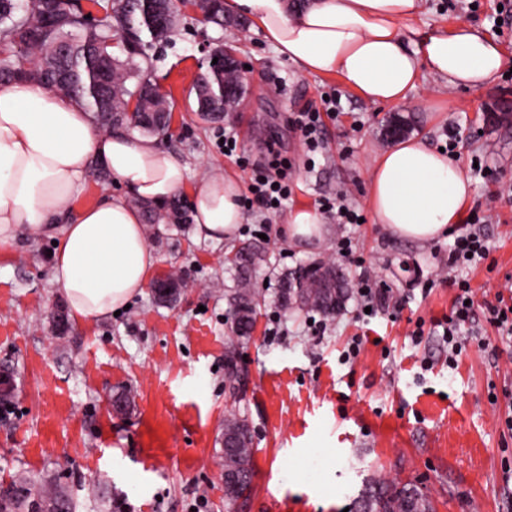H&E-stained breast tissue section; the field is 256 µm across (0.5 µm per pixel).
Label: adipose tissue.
Listing matches in <instances>:
<instances>
[{"mask_svg": "<svg viewBox=\"0 0 512 512\" xmlns=\"http://www.w3.org/2000/svg\"><path fill=\"white\" fill-rule=\"evenodd\" d=\"M422 0H224L227 13L249 17L282 56L307 74H337L364 100H405L423 75L479 88L512 68L493 38L466 22L407 41L403 26ZM121 186V197L73 208L95 165ZM186 185L185 167L149 138L106 134L72 98L25 80L0 82V247L24 234L61 226L51 270L72 317L97 319L148 286L157 256L141 211ZM470 181L458 159L419 137L399 141L371 168L369 204L377 223L399 238L429 242L458 224ZM241 186L218 175L193 191L197 237L233 241L244 215ZM327 226L311 207L288 218V239L310 248Z\"/></svg>", "mask_w": 512, "mask_h": 512, "instance_id": "1", "label": "adipose tissue"}]
</instances>
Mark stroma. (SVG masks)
<instances>
[{
    "mask_svg": "<svg viewBox=\"0 0 512 512\" xmlns=\"http://www.w3.org/2000/svg\"><path fill=\"white\" fill-rule=\"evenodd\" d=\"M502 5L512 0H424L410 27L420 33L466 21L512 55V24H495ZM228 42L251 67L247 96L222 122L205 123L194 112L195 80L208 44ZM151 56L174 117L170 134L156 142L185 164L189 191L224 174L248 186L239 156L261 157L273 140L295 162L293 194L262 226L267 255L255 280L265 301L251 339L238 347L246 394L235 400L222 370L231 334L224 292L235 286L225 257L251 233L213 242L189 227L160 225L149 237L157 274L173 271L189 282L177 303L156 304L147 290L120 315L72 320L63 332L51 322L65 303L50 275L60 234L24 236L0 252V378L9 380L13 400L0 417V488L37 476L65 490L76 512H224L220 438L224 415L236 406L251 427L254 463L238 512H344L373 479L415 484L435 512H512L505 474L512 431L504 425L512 417V343L482 314L512 277V194L502 191L512 187V118L495 126L481 120L512 105V73L480 89H450L426 76L404 101L374 105L339 75L302 73L256 26L204 28L191 12ZM329 93L342 109L326 120L324 148L310 169L291 117ZM396 112L413 116L414 134L435 147L449 128L458 130L454 154L472 189L463 215L486 218L490 254L459 275L475 291V326L487 348L469 346L453 365L441 337L411 334L413 320L429 324L448 313L454 291L447 284L423 299L411 294L415 280L446 257L448 239L397 238L376 223L368 202L372 163L391 146L382 127ZM227 126L238 139L232 156L217 142ZM476 159L482 170H474ZM336 191L363 223L342 229L329 216L323 242L309 249L289 243V214ZM344 233L406 305L397 320L379 316L366 325L347 303L331 331L314 338L306 313L280 307L278 277L310 259H337ZM357 338L358 355L344 360ZM124 389L133 394L131 409L112 416L105 396Z\"/></svg>",
    "mask_w": 512,
    "mask_h": 512,
    "instance_id": "obj_1",
    "label": "stroma"
}]
</instances>
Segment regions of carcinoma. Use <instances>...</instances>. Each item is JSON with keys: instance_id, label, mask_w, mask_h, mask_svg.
I'll use <instances>...</instances> for the list:
<instances>
[{"instance_id": "cac0c4a2", "label": "carcinoma", "mask_w": 512, "mask_h": 512, "mask_svg": "<svg viewBox=\"0 0 512 512\" xmlns=\"http://www.w3.org/2000/svg\"><path fill=\"white\" fill-rule=\"evenodd\" d=\"M99 7L91 25L81 0H0V82L26 79L39 82L76 99L106 131L159 134L169 130L171 109L157 85L145 83L149 51L167 43L178 27V9L166 5L154 13L161 0H92ZM184 6L200 9L203 21L220 28L239 26L224 15L223 0H186ZM231 45H216L206 68L195 82L196 113L203 122L223 117L239 102L244 90L225 93L234 84L233 70L225 67L224 52ZM144 223H188L183 202L176 197L162 207L143 206ZM261 242H246L238 250L234 267L237 288L228 297L233 312L228 361L234 362L239 344L249 340L257 314L258 291L253 270L264 260ZM333 262H319L284 272L279 279L282 308L320 312L333 316L331 303L349 294L347 288H329ZM231 409L224 417V442L236 444L222 451L224 469L244 477L224 484L225 512H236L251 485L252 448L246 430ZM40 512H73V505L58 488L36 487L27 479L0 491V512H30L33 502ZM356 512H434L431 501L416 487L375 480L358 496Z\"/></svg>"}]
</instances>
